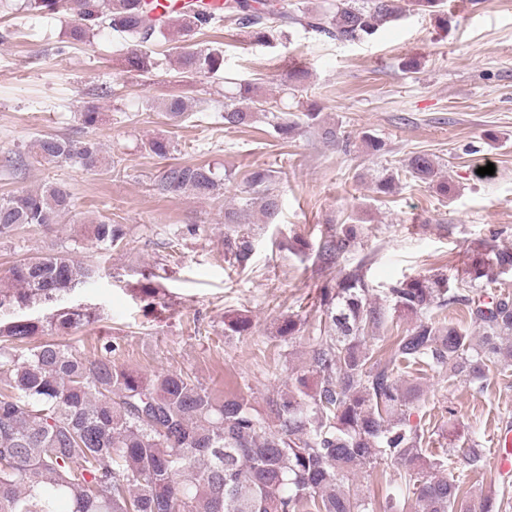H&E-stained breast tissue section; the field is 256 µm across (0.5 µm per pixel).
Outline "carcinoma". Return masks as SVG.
<instances>
[{"mask_svg":"<svg viewBox=\"0 0 512 512\" xmlns=\"http://www.w3.org/2000/svg\"><path fill=\"white\" fill-rule=\"evenodd\" d=\"M446 0H327L320 10L290 0H224L217 15L189 4L178 17L183 36L203 34L232 19L256 42H267L283 25L299 24L342 44L367 40L410 11L444 12ZM27 8L74 17L71 38L109 28L137 43L169 26L153 14L151 0H27ZM180 73L215 74L224 67L217 48L182 47ZM224 104V125L249 127L263 114L286 139L300 122L277 104ZM169 119L187 116L188 104L172 98ZM46 161L73 160L91 169L102 163V145L55 135L36 142ZM416 181L448 194V181L430 155L415 153L404 164ZM256 204L267 218L280 211L270 175L249 177ZM224 177L206 165H172L158 188L200 198L221 194ZM70 190L51 184L0 198V236L18 226L40 229L72 213ZM97 242L116 247L123 225L93 221ZM357 227L342 224L316 253L326 268L357 244ZM235 262L245 263L251 243L226 238ZM512 269V249L473 257L464 286L448 279L413 278L389 288L388 304L369 299L358 275L323 289L319 336L308 370L288 389L268 399L269 416L253 412L241 394L226 396L181 371L163 370L148 379L112 360L116 347L102 343L92 356L61 340L35 342L45 329L63 336L95 321L79 307H64L46 322L0 321V512H472L466 475H445L448 459L427 456L424 426L412 423L410 405L420 388L395 375L404 369L445 370L484 388L489 366L512 370V295L500 293L490 307L475 299L496 283L494 270ZM97 274L95 266L62 252L37 254L14 264L0 284V303L26 307L57 301ZM464 305L482 325L479 342L442 314ZM414 315L415 324L390 346L370 343L389 312ZM405 468L385 479V493L359 495L353 478L382 460Z\"/></svg>","mask_w":512,"mask_h":512,"instance_id":"obj_1","label":"carcinoma"}]
</instances>
